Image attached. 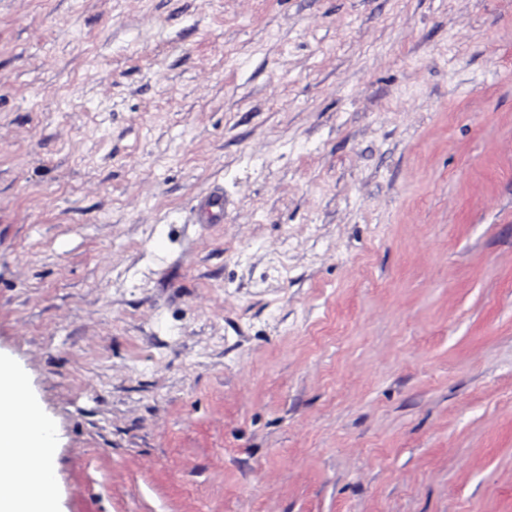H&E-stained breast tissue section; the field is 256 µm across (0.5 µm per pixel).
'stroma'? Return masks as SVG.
Segmentation results:
<instances>
[{
	"mask_svg": "<svg viewBox=\"0 0 512 512\" xmlns=\"http://www.w3.org/2000/svg\"><path fill=\"white\" fill-rule=\"evenodd\" d=\"M0 357L56 512H512V0H0Z\"/></svg>",
	"mask_w": 512,
	"mask_h": 512,
	"instance_id": "35a3bbf8",
	"label": "stroma"
}]
</instances>
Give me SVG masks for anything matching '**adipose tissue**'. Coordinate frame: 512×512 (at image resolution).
Masks as SVG:
<instances>
[{
    "label": "adipose tissue",
    "instance_id": "1",
    "mask_svg": "<svg viewBox=\"0 0 512 512\" xmlns=\"http://www.w3.org/2000/svg\"><path fill=\"white\" fill-rule=\"evenodd\" d=\"M55 453L52 428L24 376L0 359V512H53L41 489L55 477Z\"/></svg>",
    "mask_w": 512,
    "mask_h": 512
}]
</instances>
